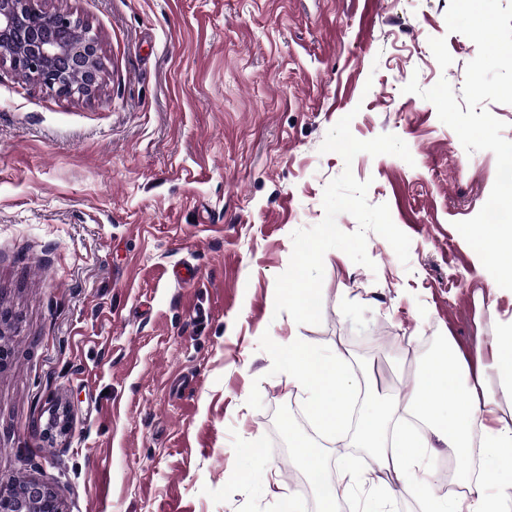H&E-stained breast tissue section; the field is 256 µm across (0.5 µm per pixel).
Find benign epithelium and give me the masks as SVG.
<instances>
[{"label":"benign epithelium","instance_id":"obj_1","mask_svg":"<svg viewBox=\"0 0 512 512\" xmlns=\"http://www.w3.org/2000/svg\"><path fill=\"white\" fill-rule=\"evenodd\" d=\"M61 95H97L102 65L91 28L70 12H48L35 0H0V67ZM0 512H63L57 491L38 481L0 483Z\"/></svg>","mask_w":512,"mask_h":512}]
</instances>
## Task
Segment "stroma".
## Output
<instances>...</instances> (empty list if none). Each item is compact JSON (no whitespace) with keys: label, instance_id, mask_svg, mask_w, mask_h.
I'll list each match as a JSON object with an SVG mask.
<instances>
[{"label":"stroma","instance_id":"stroma-1","mask_svg":"<svg viewBox=\"0 0 512 512\" xmlns=\"http://www.w3.org/2000/svg\"><path fill=\"white\" fill-rule=\"evenodd\" d=\"M449 0H38L97 35L92 99L0 68V482L53 486L65 512H318L291 435L331 479L352 427L317 429L281 347L342 355L354 387L403 397L424 337L490 364L512 322L456 230L497 164L466 152L432 103L461 92L475 43ZM394 134L412 162L320 147ZM411 239L408 264L369 234L372 267L324 256L322 321L275 313L291 234L324 217L344 168ZM69 409L67 432L51 428Z\"/></svg>","mask_w":512,"mask_h":512}]
</instances>
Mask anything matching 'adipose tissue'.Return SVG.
Here are the masks:
<instances>
[{"label": "adipose tissue", "mask_w": 512, "mask_h": 512, "mask_svg": "<svg viewBox=\"0 0 512 512\" xmlns=\"http://www.w3.org/2000/svg\"><path fill=\"white\" fill-rule=\"evenodd\" d=\"M282 365L288 382L309 392L318 427L329 433L340 431L349 403L344 358L323 359L295 344L284 352ZM483 382V372H470L451 347L423 366L409 397L392 404L367 400L356 420L354 442L369 453L374 469L359 472L349 457H341L342 475L333 484L325 480L326 461L320 449L294 439L297 457L321 491V512H338L341 500L357 485L369 489L361 512H387L388 504L405 494L419 496L424 512H504L512 502V478L491 487L478 480L469 483L466 495L439 497L432 490L433 475L418 472L427 446L424 434L395 425L398 415L422 416L429 432L449 447L464 452L473 441H480L487 470L512 471V425L495 421L496 396L476 397L475 388ZM381 471L394 472L395 484L377 481L375 475Z\"/></svg>", "instance_id": "ef3b65f1"}]
</instances>
